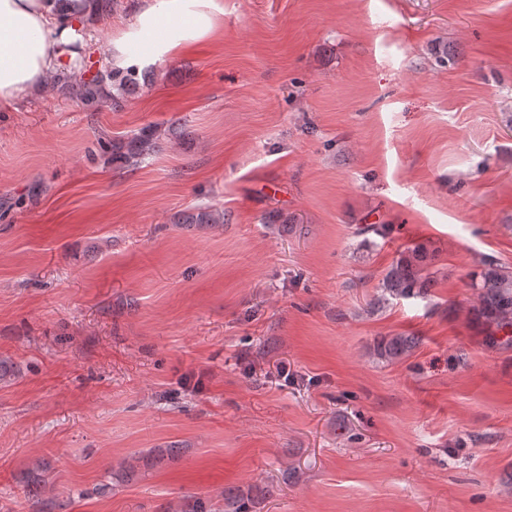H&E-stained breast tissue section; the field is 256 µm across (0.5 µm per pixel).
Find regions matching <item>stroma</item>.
I'll return each mask as SVG.
<instances>
[{"label": "stroma", "instance_id": "stroma-1", "mask_svg": "<svg viewBox=\"0 0 512 512\" xmlns=\"http://www.w3.org/2000/svg\"><path fill=\"white\" fill-rule=\"evenodd\" d=\"M136 7L84 22L95 70ZM130 73L0 111V512H40L38 461L56 512H512V338L470 286L512 271V0H224ZM420 244L433 288L385 294ZM103 80L79 81L71 84V94L76 95L86 105H96L104 99L100 95L99 87ZM126 147V152L123 153L126 162H138L144 159L155 151L156 142L154 141L153 134L134 137L127 144L112 142V152L121 150ZM416 345L414 336H393L377 346V356L387 362H393L400 360Z\"/></svg>", "mask_w": 512, "mask_h": 512}]
</instances>
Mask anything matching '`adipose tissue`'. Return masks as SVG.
<instances>
[{"mask_svg":"<svg viewBox=\"0 0 512 512\" xmlns=\"http://www.w3.org/2000/svg\"><path fill=\"white\" fill-rule=\"evenodd\" d=\"M56 0H0V110L24 94L49 85L71 69L83 46L79 29L86 13ZM224 14V0H143L133 20L106 49L109 68L147 67L209 38Z\"/></svg>","mask_w":512,"mask_h":512,"instance_id":"ef3b65f1","label":"adipose tissue"}]
</instances>
